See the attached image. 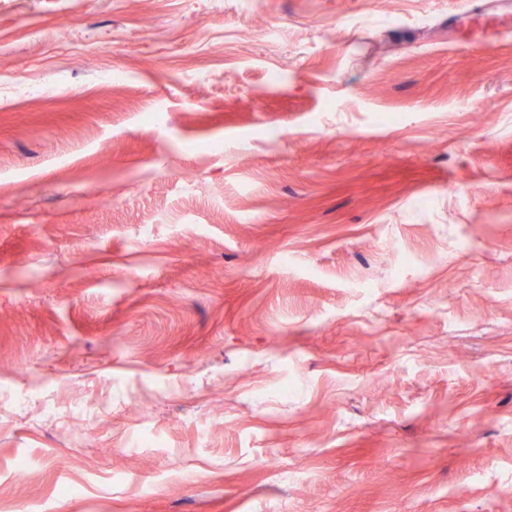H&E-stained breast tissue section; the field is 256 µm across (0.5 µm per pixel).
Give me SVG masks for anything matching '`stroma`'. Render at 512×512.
<instances>
[{
	"mask_svg": "<svg viewBox=\"0 0 512 512\" xmlns=\"http://www.w3.org/2000/svg\"><path fill=\"white\" fill-rule=\"evenodd\" d=\"M468 10L0 0V512H512V0Z\"/></svg>",
	"mask_w": 512,
	"mask_h": 512,
	"instance_id": "1",
	"label": "stroma"
}]
</instances>
